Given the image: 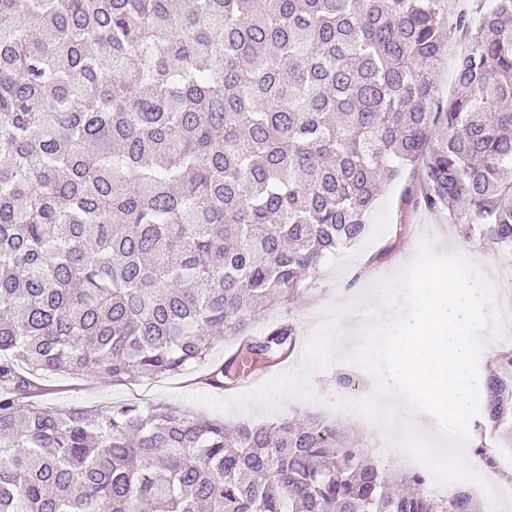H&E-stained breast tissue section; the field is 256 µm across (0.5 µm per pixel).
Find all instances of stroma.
<instances>
[{
  "instance_id": "35a3bbf8",
  "label": "stroma",
  "mask_w": 512,
  "mask_h": 512,
  "mask_svg": "<svg viewBox=\"0 0 512 512\" xmlns=\"http://www.w3.org/2000/svg\"><path fill=\"white\" fill-rule=\"evenodd\" d=\"M401 190L402 185L398 182L382 188L370 214L369 234L358 245L328 257L320 267L318 280L311 282L293 304L292 314L299 322L301 343L309 342L328 321L332 309L344 307L363 312L364 296L372 292L376 282L407 265L410 251L416 250L424 239L432 241L442 253L466 252L494 282L497 304L503 307L512 301V254L480 239L464 238L459 225L430 213H415L403 230H396ZM368 262L374 267L372 277L361 280L354 288H347L352 272ZM207 370V365L200 364L188 373L146 379L131 385L114 383L105 376L74 378L55 374L43 379V392L38 402L57 410L105 409L142 398L193 413H207L211 418L227 423L243 420L270 422L284 415H313L348 429L369 457L382 467L394 472L408 468L404 455L391 449L381 430L363 427L359 414L337 407V400L354 397L364 400L371 395L369 375L354 369L352 364L340 360L326 370L310 374L306 379L310 398H286L273 407L255 403L244 410L224 413L207 410L206 406L193 400L194 395L210 392L201 382ZM342 373L353 374L351 387L340 385L338 376Z\"/></svg>"
}]
</instances>
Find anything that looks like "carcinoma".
I'll return each instance as SVG.
<instances>
[{
    "mask_svg": "<svg viewBox=\"0 0 512 512\" xmlns=\"http://www.w3.org/2000/svg\"><path fill=\"white\" fill-rule=\"evenodd\" d=\"M384 177L399 224L512 249V0H0V512H476L314 416L36 401L44 374L175 375L224 336L212 388L288 360L297 323L258 316L367 235ZM489 393L496 428L512 383ZM459 50L460 47L455 46L451 50L448 57L442 58L436 68V87L441 96H448V92L452 86L453 69H454V51Z\"/></svg>",
    "mask_w": 512,
    "mask_h": 512,
    "instance_id": "1",
    "label": "carcinoma"
}]
</instances>
